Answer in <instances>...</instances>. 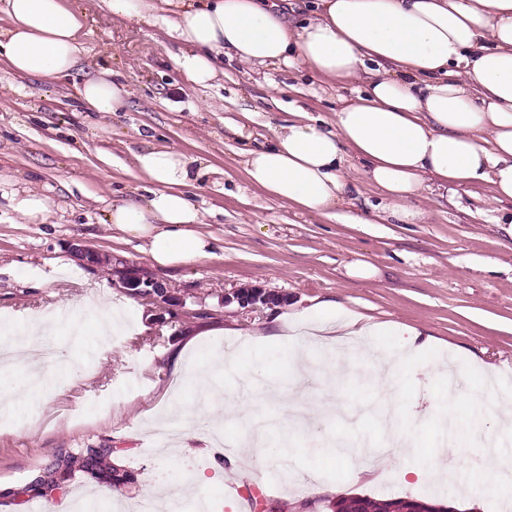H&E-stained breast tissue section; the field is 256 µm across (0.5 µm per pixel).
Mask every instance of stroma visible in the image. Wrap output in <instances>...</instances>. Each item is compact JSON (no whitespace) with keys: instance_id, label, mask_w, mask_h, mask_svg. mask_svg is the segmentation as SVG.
<instances>
[{"instance_id":"stroma-1","label":"stroma","mask_w":512,"mask_h":512,"mask_svg":"<svg viewBox=\"0 0 512 512\" xmlns=\"http://www.w3.org/2000/svg\"><path fill=\"white\" fill-rule=\"evenodd\" d=\"M66 3L82 17L86 50L69 76H20L0 57V181L9 188L0 192V337L68 347L64 362L42 366L39 384L21 364L0 374V390L14 399L0 408V512H29L36 501L61 512L79 487L94 512H119L167 490L176 494L177 512H190L199 499L209 512H241L252 497L277 512H298L305 503L311 512H332L328 502L339 495L425 500L434 492L456 512H512V497L487 494L483 450L453 447L434 405L448 383L442 368L453 365L464 397L453 420L462 428L480 425L487 446L512 457V431L497 420L499 405H512V230L500 222L512 204L493 202L488 185H475L450 199L425 194L420 223L390 224L377 218L381 193L365 183L363 202L349 210L363 223L291 209L249 183L240 151L285 123L291 108L331 115L350 86L228 60L217 82L202 89L177 71L179 45L159 27L112 18L101 0ZM104 69L130 94L117 111H86L78 91ZM151 146L193 158L184 191L203 215V232L218 241L214 256L162 269L140 240L113 231V204L145 192L134 155ZM28 190L52 199L37 224L24 223L14 209L13 193ZM73 241L111 255V267L83 265L69 249ZM126 267L165 284L185 307L164 311L124 293L112 272ZM248 285L288 302L249 312L224 305L225 293ZM103 298L126 317L122 331L105 339L95 332ZM324 302L360 325L397 323L427 339L415 356L405 353L404 337L369 339L395 368L392 388L397 404L415 416L417 447L386 449L377 417L384 398L368 370L349 371L333 387L316 371L301 379L303 409L317 410L326 399L337 404L336 415L313 430L291 427L275 401L251 406L243 380L272 386L290 379L294 349L314 359L357 345L354 336L335 343L311 335ZM51 312L60 322L47 334L28 335L30 321ZM180 347L203 370L224 350H238L212 380L237 405L224 418L228 437L257 419L269 424L262 466L239 448L152 447L147 414L161 408L155 392L171 383L169 357ZM479 390L485 404L477 408L465 397ZM285 429L292 443L284 460L274 441ZM330 443L360 444L371 453L330 460L321 453ZM77 448L111 449L112 464L130 473L131 483L115 489L78 475L50 493L36 487L55 456ZM441 452L449 478L412 476ZM361 463L373 471L369 482L353 479Z\"/></svg>"}]
</instances>
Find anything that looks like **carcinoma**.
<instances>
[{
    "label": "carcinoma",
    "mask_w": 512,
    "mask_h": 512,
    "mask_svg": "<svg viewBox=\"0 0 512 512\" xmlns=\"http://www.w3.org/2000/svg\"><path fill=\"white\" fill-rule=\"evenodd\" d=\"M110 456L109 448H79L57 459L38 484L45 491H52L60 488L63 478L76 473L87 474L115 487L131 481L127 473L108 462Z\"/></svg>",
    "instance_id": "1"
}]
</instances>
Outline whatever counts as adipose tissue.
I'll return each mask as SVG.
<instances>
[{
	"label": "adipose tissue",
	"instance_id": "ef3b65f1",
	"mask_svg": "<svg viewBox=\"0 0 512 512\" xmlns=\"http://www.w3.org/2000/svg\"><path fill=\"white\" fill-rule=\"evenodd\" d=\"M4 2L0 54L16 74L61 77L78 65L82 21L65 0ZM101 2L113 17L164 26L182 45L176 67L200 88L216 78L221 55L361 83L330 119L272 128L269 146L244 151L249 182L291 208L328 215L353 205L352 156L402 224L422 220L418 201L434 190L486 184L493 201H512V0H317L303 19L274 0ZM126 93L104 70L83 83L80 100L113 112ZM135 164L151 187L113 205V229L143 240L161 267L212 256L213 238L183 191L189 159L148 148Z\"/></svg>",
	"mask_w": 512,
	"mask_h": 512
}]
</instances>
